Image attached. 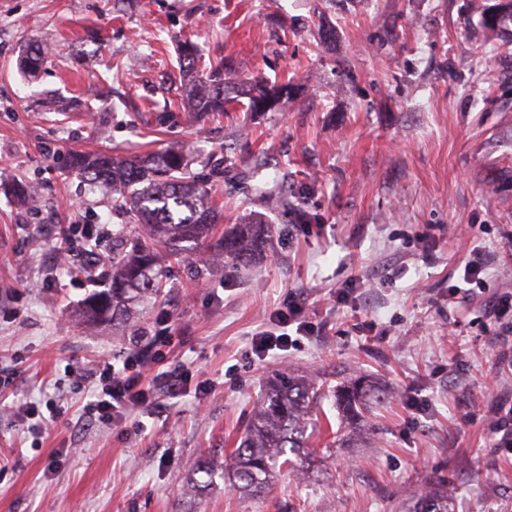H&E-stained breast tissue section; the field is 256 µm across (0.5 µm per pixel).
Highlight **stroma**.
Returning <instances> with one entry per match:
<instances>
[{"label":"stroma","instance_id":"1","mask_svg":"<svg viewBox=\"0 0 512 512\" xmlns=\"http://www.w3.org/2000/svg\"><path fill=\"white\" fill-rule=\"evenodd\" d=\"M186 38L237 77L289 83L288 96L258 115L171 107ZM36 48L42 64L24 67ZM170 150L212 188L217 232L254 218L274 244L236 273L205 264V245L169 266L140 317L144 336L158 317L171 327L151 372L187 371L213 389L201 401L161 395L104 430L65 367L132 341L82 321L95 286L56 268L53 247L89 224L108 264L113 230L127 243L138 231L68 158ZM275 179L292 210L259 196ZM475 248L487 288L449 304ZM505 288L512 49L487 45L470 0H0V512H400L436 472L459 489L460 512H512V455L489 414L493 400L512 402L502 327L486 315ZM292 298L314 334L258 359L253 337ZM284 370L330 385L373 377L389 398L351 448L333 447L351 427L324 401L315 468L279 476L265 497L221 482L186 501L189 465L232 451ZM33 398L61 409L51 435L28 434L12 412Z\"/></svg>","mask_w":512,"mask_h":512}]
</instances>
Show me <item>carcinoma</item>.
Returning <instances> with one entry per match:
<instances>
[{"label":"carcinoma","mask_w":512,"mask_h":512,"mask_svg":"<svg viewBox=\"0 0 512 512\" xmlns=\"http://www.w3.org/2000/svg\"><path fill=\"white\" fill-rule=\"evenodd\" d=\"M478 24L489 40L512 44V0H480ZM199 53L186 39L180 44L183 79L181 105L199 115L222 116L235 103L247 100V111L269 112L278 105L288 85H261L226 74L227 63L217 61L207 73L197 69ZM69 166L86 181L112 186V212L142 228L137 249L127 254L122 240L112 241V280L109 287L90 295L82 311L88 323L112 321L134 325L139 307L155 298L163 287L164 272L158 265L157 248L163 246L178 259L210 238L222 220L211 191L186 175L184 155L164 152L130 156L121 160L106 154H72ZM268 225L245 220L224 232L216 244L224 267L251 266L265 248ZM339 408L363 431L367 402L384 401L389 391L366 377L343 381L332 390ZM327 397L326 386L291 373L272 378L230 457L222 462L198 459L189 469L184 495L194 498L227 480L246 497H261L283 468L304 470L315 462L307 441L315 429L317 410ZM404 512H455L448 479L435 475L426 488L412 497Z\"/></svg>","instance_id":"1"}]
</instances>
